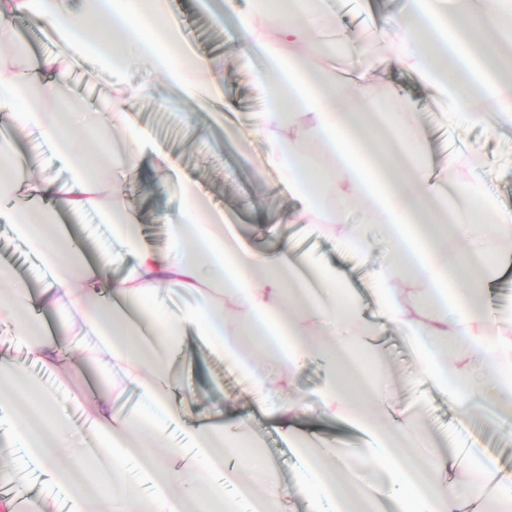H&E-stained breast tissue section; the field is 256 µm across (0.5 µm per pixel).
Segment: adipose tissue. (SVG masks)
Segmentation results:
<instances>
[{"mask_svg":"<svg viewBox=\"0 0 512 512\" xmlns=\"http://www.w3.org/2000/svg\"><path fill=\"white\" fill-rule=\"evenodd\" d=\"M168 0H0V42L19 13L52 31L63 53L29 62L0 52V105L8 110V136H0V202L19 235L39 250L54 275L41 293L17 285L0 291V318L14 324L25 357L0 354V379L14 418V437L45 460L66 450L55 477L67 490L69 512H246L243 489L260 486L257 512H281L284 499H304L308 512H378L383 500L397 512H477L475 494L498 512H512V474L477 464L472 448H445L407 410L380 392L387 371L377 344L387 327L408 341L420 374L465 418L487 406L512 414V316L491 317L485 291L497 259L512 253V211L495 210L488 233L473 223L470 203L484 194L480 167L454 182L431 178L423 164L427 145L403 112L397 92L382 106L374 66L352 57L336 68L319 67L328 39L320 23L323 0H235L223 8L239 34L238 51L265 65L266 108L259 125L268 141L265 166L278 170L297 224H312L339 247L371 258L368 223L378 224L393 260H372L369 277L376 309L366 312L335 268L281 237L262 250L209 211L187 175L170 185L180 200L166 214L167 246L151 249L128 211L123 187L141 175L138 151L150 138L114 108L91 113L107 132L101 149L112 164L103 172L85 157L82 139L46 106L72 83L70 64L89 59L118 76L131 60L148 64L167 85L210 111L222 96L208 59L172 54L180 45L169 23ZM394 63L436 89L449 115L482 121L490 102L499 124L512 127V0H404L401 14L375 22ZM39 136L56 144L68 170L62 182L35 183L43 165L33 154L12 162L20 139ZM330 163L320 170L318 160ZM365 221L350 223L351 202ZM97 209L121 242V253L97 265L78 262V250L57 222L59 208ZM121 278L100 289L111 266ZM176 288L193 302L177 318L151 302ZM46 305L72 313L65 339L49 334L30 314ZM194 338L250 383L253 401L288 435L300 461L291 485L263 481L254 452L240 433L247 414L230 415L217 404L202 419L173 402L182 383L174 362L186 336ZM97 344L94 363L114 377L111 396L83 409L108 456L82 448L56 399L41 391L28 363L54 366L65 353ZM458 346L444 356L441 340ZM312 360L323 367L315 404L295 396L297 380ZM343 419L369 435L356 454L381 479L346 485L349 461L332 441L297 433L307 416ZM183 428L191 445L170 443L169 426ZM140 435L153 462L154 491L128 479V439ZM234 466L216 478L218 462Z\"/></svg>","mask_w":512,"mask_h":512,"instance_id":"adipose-tissue-1","label":"adipose tissue"}]
</instances>
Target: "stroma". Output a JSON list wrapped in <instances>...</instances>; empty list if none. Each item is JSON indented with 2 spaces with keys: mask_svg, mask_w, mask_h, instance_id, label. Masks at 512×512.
Instances as JSON below:
<instances>
[{
  "mask_svg": "<svg viewBox=\"0 0 512 512\" xmlns=\"http://www.w3.org/2000/svg\"><path fill=\"white\" fill-rule=\"evenodd\" d=\"M401 5L402 0H338L327 13L340 18L344 28L353 33L356 45L362 48L367 46L370 36L359 20L360 15L380 17L399 12ZM169 18L180 28L182 38L191 50L208 58L216 73L223 76L224 122L246 132L247 137L240 146L225 141L218 130L208 140L184 137L185 121L196 110L195 103L189 100L181 102L179 110L174 111L160 107L157 99L145 97L130 108L128 116L133 123L153 133L165 153L199 184L212 208L223 212L226 222L232 224L242 237L259 247L272 248L273 240L262 232L263 216L270 210L288 214L291 204L277 171L263 164L267 150L264 137L253 131L256 114L263 106L264 90L255 80L248 61L233 53L238 43L235 27L223 17L205 10L201 0H169ZM377 77L381 86L396 85L403 91L409 102L408 109L413 112L427 141V165L432 175L442 174V160L448 154L458 155L457 174L461 177L467 174L472 158L480 157L485 163V176L491 181L493 204L512 210L511 130L498 129L492 119L466 125L451 122L435 90L391 61L379 65ZM114 85L110 73L82 61L76 69L69 95L81 101H92L97 111L104 112L114 94ZM142 155V177L126 186L125 195L131 212L142 226L147 244L161 251L165 248L166 233L164 225L157 223L156 215L173 210L176 200L168 187L167 170L154 166L151 148L143 147ZM60 222L76 237L88 263H96L102 253L111 251L112 228L98 213L64 212ZM299 245L339 267L363 303L373 306L375 298L370 290L368 264L364 259L343 253L334 241L316 234L300 238ZM0 265L21 270L23 279L33 289L42 288L47 281L41 253L18 236L11 224L1 219ZM381 343L390 369L388 396L399 398L409 406L416 418L446 440L449 446L470 441L478 446L481 459L502 468L512 466V437L503 436L480 420L465 428L459 426L447 399L424 383L406 339L390 328ZM183 353L197 365L189 394L195 414H202L218 402L231 403L238 411L250 409L244 380L222 357L191 337L187 338ZM34 372L46 390L54 392L61 403L69 404L71 421L83 429L84 447H96L92 430L84 426L81 409L70 405L69 397L81 392L92 400L110 392L111 374L95 368L90 355L84 352L72 353L68 366H38ZM298 428L334 440L338 448L349 455L353 454L356 444L366 438L358 427L336 419L309 417L300 422ZM253 429L262 439L265 459L273 466L274 477L283 483H291L299 462L287 437L261 415L255 416Z\"/></svg>",
  "mask_w": 512,
  "mask_h": 512,
  "instance_id": "1",
  "label": "stroma"
}]
</instances>
